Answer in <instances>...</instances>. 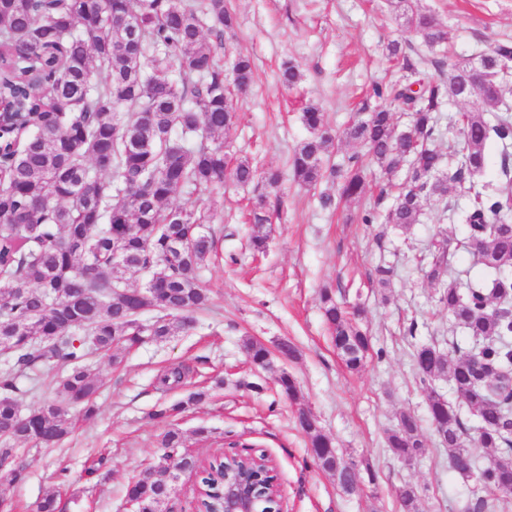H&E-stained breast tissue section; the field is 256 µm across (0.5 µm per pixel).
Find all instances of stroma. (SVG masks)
<instances>
[{
    "label": "stroma",
    "instance_id": "obj_1",
    "mask_svg": "<svg viewBox=\"0 0 512 512\" xmlns=\"http://www.w3.org/2000/svg\"><path fill=\"white\" fill-rule=\"evenodd\" d=\"M234 31L224 35V58L250 56L254 84L238 100V123L226 138L233 160L248 161L259 177L241 187L226 183L220 193L197 191L201 207L213 211L211 231L222 254L198 272L210 290L206 309L190 313L188 326L161 341L146 340L129 351H89L82 364L103 382L97 412L77 417L71 433L55 446L27 447L32 461L20 484L0 483V498L11 512H37L45 493L59 494L60 512H130L126 486L142 476L161 455L164 423L155 410L184 400L195 390L209 393L205 403L177 418L184 452L200 457L227 453L230 443L253 446L270 456L282 489L283 512H399L397 489L418 488L426 512H463L473 480L450 468L448 453L430 425L427 391L456 401L447 381L423 386L413 354L424 343L455 336L446 309L436 303L437 286L418 259L437 234H465L464 225L427 202L418 224L403 231L389 224H362L387 182L366 165V198L335 202L336 180L317 188L289 176V160L309 135L301 116L306 103H319L335 134L341 135L374 83L401 79L385 46L407 33L385 0H226ZM433 14L457 56H476L496 42L512 39V0H415ZM303 74L293 89L280 86L285 61ZM274 168L285 178L282 205L272 215L266 252L249 246L248 212L265 185L261 172ZM393 271L390 288L372 286L376 266ZM330 289L348 305L361 306L374 355L357 372L337 355L320 311V292ZM416 335H408L410 323ZM294 344V358H273L261 369L246 344L257 341L275 350L281 340ZM183 366L179 386L159 389L158 378ZM298 388L288 400L277 385L281 373ZM308 408L332 436L337 449L358 465L379 474L376 487L344 493L334 477L314 464L309 443L297 422ZM417 415L426 444L412 464L394 459L386 443L401 413ZM206 435H197L198 427Z\"/></svg>",
    "mask_w": 512,
    "mask_h": 512
}]
</instances>
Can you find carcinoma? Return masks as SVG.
Returning <instances> with one entry per match:
<instances>
[{"label": "carcinoma", "instance_id": "carcinoma-1", "mask_svg": "<svg viewBox=\"0 0 512 512\" xmlns=\"http://www.w3.org/2000/svg\"><path fill=\"white\" fill-rule=\"evenodd\" d=\"M395 19L428 48L445 39L435 18L413 9L412 0H387ZM234 18L224 0H0V97L11 116L0 125V345L11 367L0 371V480L23 482L30 463L9 444L50 446L72 429L69 409L89 418L101 381L80 365L86 342L112 352L131 350L145 337L164 339L186 325L185 313L206 308L209 289L197 270L216 253L210 231L215 214L199 209L194 192H220L226 178L253 179L247 162L231 165L222 136L237 123L224 61L218 54L224 31ZM491 70L471 88L459 114L460 147L446 162L434 142L444 108L462 101L461 88L471 60L427 58L409 43L393 40L387 55L404 72L403 81L375 84L370 96L389 107L375 109L348 125L345 138L366 148L370 161L386 174L405 172L406 186L379 216L387 198L381 190L363 224L383 219L408 230L425 203L448 195L452 186L467 198L456 212L467 236L441 235L429 244L426 275L439 284L437 302L448 310L477 349L456 355L422 344L414 353L420 382L448 381L463 403L442 394L427 396L429 417L452 467L472 474L477 493L466 512H495V503L512 495V105L503 97V80L512 72V42L488 50ZM432 65L439 75L426 73ZM448 73H443V69ZM102 72L104 78H93ZM234 87L253 81L250 58L231 63ZM302 73L288 63L280 73L286 87ZM411 114L404 128L393 111ZM309 137L294 150L291 172L307 187L325 176L339 178L340 198L366 193L358 154L346 170L326 167L335 147L325 112L316 102L303 109ZM500 149L497 176L483 181L487 145ZM183 195L176 201L177 195ZM251 246L266 249L270 223L261 197L252 211ZM472 255L491 285L472 282L461 289L443 280L450 257ZM132 271L148 274L140 287L127 285ZM321 311L346 367L360 370L372 351L371 338L358 321L325 290ZM152 310L154 320L140 315ZM252 363L269 366V350L250 341ZM45 365L63 373L56 397L26 414L20 378ZM194 392L186 401L155 412L171 422L163 434L164 452L127 491L141 512H164L174 483L170 461L181 473L198 477L201 512H216L224 494V460L205 466L179 452L183 440L175 418L202 402ZM309 447L330 468L347 494L360 484L375 485L378 474L339 453L316 420L302 425ZM387 447L403 461L425 448L420 425L410 412L387 432ZM494 454L476 465L474 449ZM401 512H425L418 490L398 494Z\"/></svg>", "mask_w": 512, "mask_h": 512}]
</instances>
